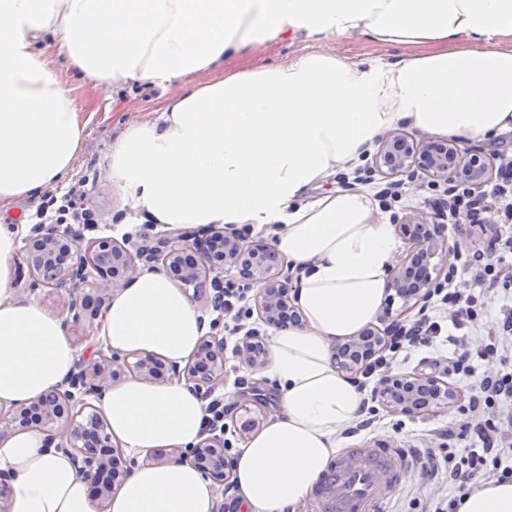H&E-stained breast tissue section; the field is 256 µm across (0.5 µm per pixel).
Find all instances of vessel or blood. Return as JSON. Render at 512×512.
Instances as JSON below:
<instances>
[{
	"label": "vessel or blood",
	"mask_w": 512,
	"mask_h": 512,
	"mask_svg": "<svg viewBox=\"0 0 512 512\" xmlns=\"http://www.w3.org/2000/svg\"><path fill=\"white\" fill-rule=\"evenodd\" d=\"M407 469L403 451L391 444L348 449L315 487L319 512H382Z\"/></svg>",
	"instance_id": "b4317fda"
}]
</instances>
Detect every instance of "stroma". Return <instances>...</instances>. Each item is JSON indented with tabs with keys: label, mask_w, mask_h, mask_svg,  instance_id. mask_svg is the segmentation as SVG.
<instances>
[{
	"label": "stroma",
	"mask_w": 512,
	"mask_h": 512,
	"mask_svg": "<svg viewBox=\"0 0 512 512\" xmlns=\"http://www.w3.org/2000/svg\"><path fill=\"white\" fill-rule=\"evenodd\" d=\"M52 67L56 76L71 89L80 111L89 119L83 148L74 161L67 183L74 186L83 178H92L95 186L89 194L91 207L97 213L114 218L110 224H75L71 230L79 236L84 246L104 238L131 246L138 244L140 236L137 225L122 221L123 216L131 210L130 202L120 189L112 185L108 155L124 123L159 117L160 91L149 84L128 82L108 94L95 90L91 80L74 78L64 57H54ZM493 237L512 239V223H499L497 217L493 216L483 229L471 224L449 225L448 241L458 245L461 253L457 263L458 283L470 285L468 260L475 250L487 248ZM453 350V345L449 343L419 348L411 351L407 357L398 359L391 368L395 374L421 369L456 386L461 395L452 408L408 417L382 406L369 427L354 431L347 429L341 434V445L345 448L371 440H385L402 448L407 454L409 469L401 484L389 496L387 512H431L436 502L455 497L457 491L446 469H439L436 475L428 476L421 473L420 465L426 462L429 449L444 447L462 456L479 445L476 437L461 435L458 423L460 410L468 404L471 396L476 395L485 368L478 364L469 373L455 369ZM219 391L228 404L254 391L264 394L270 403L278 401L277 390L262 372L245 367L238 357L229 353L224 356V384Z\"/></svg>",
	"instance_id": "1"
}]
</instances>
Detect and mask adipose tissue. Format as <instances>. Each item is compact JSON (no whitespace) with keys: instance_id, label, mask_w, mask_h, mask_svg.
I'll return each mask as SVG.
<instances>
[{"instance_id":"adipose-tissue-1","label":"adipose tissue","mask_w":512,"mask_h":512,"mask_svg":"<svg viewBox=\"0 0 512 512\" xmlns=\"http://www.w3.org/2000/svg\"><path fill=\"white\" fill-rule=\"evenodd\" d=\"M362 34L402 49L399 62L314 49ZM307 41L275 64L258 48ZM99 84L139 81L178 93L155 121L125 125L110 173L133 223L271 229L300 278V328L271 333L267 372L279 411L235 464L238 512H298L364 394L330 362L336 340L375 319L397 249L370 197L309 187L365 153L383 132L458 141L512 133V0H0V212L63 184L87 121L49 57ZM24 227L0 221V406L21 407L71 374L77 351L61 316L15 299ZM205 320L167 275L142 272L96 327L119 354L183 363ZM99 407L137 466L108 512H214L210 481L192 465H156L157 448H190L205 405L183 382L129 380ZM33 428L0 438L11 512H95L90 487ZM457 512H512V481L482 482Z\"/></svg>"}]
</instances>
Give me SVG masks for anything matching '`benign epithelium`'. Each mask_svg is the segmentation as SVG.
Returning <instances> with one entry per match:
<instances>
[{"label":"benign epithelium","mask_w":512,"mask_h":512,"mask_svg":"<svg viewBox=\"0 0 512 512\" xmlns=\"http://www.w3.org/2000/svg\"><path fill=\"white\" fill-rule=\"evenodd\" d=\"M381 174L399 185L402 179L422 187H439L460 181L481 187L492 177L493 164L482 152L464 147L455 140L389 132L381 138L374 165L368 174ZM448 203L442 202L431 213H419L407 220L393 217L399 235L409 244L408 252L392 266L388 290L394 292L380 321L384 328L367 327L358 335L334 344L331 360L337 368L354 373L381 348L383 337L400 330L418 305L426 302L434 288L453 284L458 245H450L445 235ZM440 262H435V258ZM161 262L185 287L194 288L193 298L206 296V282L216 271L235 272L239 282L255 287L253 310L259 319L275 329L303 325L300 310L291 303V277L284 273V260L267 242H248L217 224L199 231L185 230L158 242H144L136 253L112 240L79 245L77 236L60 230L56 224H40L24 245V264L31 290L66 288L71 296L66 322L79 326L95 324L112 295L136 279V261ZM93 269L88 281L87 269ZM399 309H393L395 300ZM242 363L252 369L262 367L267 348L257 349L248 337L239 346ZM145 381L162 380L170 373L208 392L224 382V338L204 335L184 367L162 365L160 358L145 354L133 363L117 355L99 354L84 359L61 386L24 407L0 408V425L6 428L34 427L45 433L48 446L68 453L78 474L91 487L97 512H106L112 495L124 483L135 465L112 442L108 425L98 407L88 398L100 400L104 391L126 374ZM377 396L386 407L406 416L448 408L458 398L450 383L422 371L383 376ZM263 405L262 398H247L235 407L244 411L240 430L248 434L261 419L252 415L251 406ZM160 462H188L224 480V436L204 434L190 453L158 451Z\"/></svg>","instance_id":"obj_1"}]
</instances>
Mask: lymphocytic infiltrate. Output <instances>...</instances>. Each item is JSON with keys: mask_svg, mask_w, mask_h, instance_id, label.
<instances>
[{"mask_svg": "<svg viewBox=\"0 0 512 512\" xmlns=\"http://www.w3.org/2000/svg\"><path fill=\"white\" fill-rule=\"evenodd\" d=\"M87 191L72 188L59 196H49L38 204L28 216L32 224H92L95 213L87 203ZM497 212L504 220L512 221V183L503 182L492 189L456 187L448 204V221L452 224H483L487 213ZM470 272L481 282L485 292L505 295L512 290V241L499 247L489 263H474ZM439 302L447 306V317L421 312L411 324L405 325L399 334L387 337L381 352L359 371V387L379 384L400 354L432 345L443 330V321H450L457 336L450 342L458 347L460 354L456 365L470 369L472 362L489 366V373L478 386L479 392L473 402L464 408L461 432L474 433L480 447L470 449L466 456L454 458L444 454L448 475L457 484L460 495H467L474 480L494 477L500 481L512 480V467H500L498 450L502 447L507 432L502 422L500 407L512 401V371H505V349L501 337L512 334V306H502L495 318H488L487 310L473 289L456 288L440 296ZM479 332L487 341L476 350L464 349L463 331Z\"/></svg>", "mask_w": 512, "mask_h": 512, "instance_id": "obj_1", "label": "lymphocytic infiltrate"}]
</instances>
